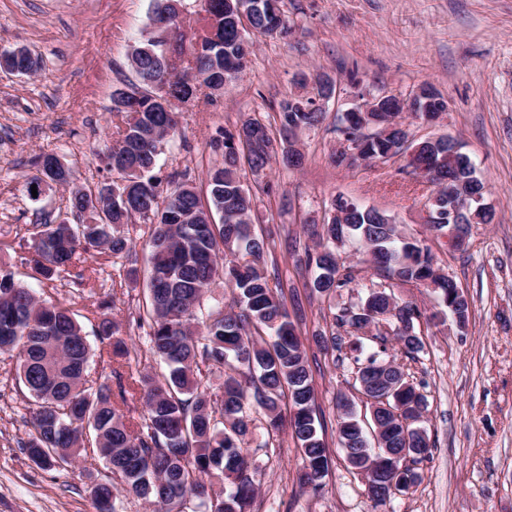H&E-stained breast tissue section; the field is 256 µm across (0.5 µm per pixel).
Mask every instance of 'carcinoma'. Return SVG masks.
<instances>
[{"mask_svg":"<svg viewBox=\"0 0 512 512\" xmlns=\"http://www.w3.org/2000/svg\"><path fill=\"white\" fill-rule=\"evenodd\" d=\"M240 2L213 0L210 14L218 19L216 36L221 47L198 54L191 42L181 46L174 58V65L192 72L201 89H212L215 69L233 59H246L234 22ZM248 21L265 36L288 34L285 20L272 27L265 10L258 7ZM164 52V41L153 34L134 49L132 57L141 64L139 94L149 101L163 95L167 87L180 102L179 87L187 85V78L164 83L160 78V68L168 67ZM279 114L284 132L315 127L324 117L311 97L283 101ZM177 116L176 111L152 109L130 113L105 163L114 174L105 218L99 224H44L31 244L36 272L52 281L75 265L81 254L98 248L115 258L129 257L132 246L125 226L138 220L152 225L148 303L137 321L147 323L149 351L165 363L167 372H147L126 381L116 367L112 376L118 393H112L107 384L96 390L86 387L91 346L77 320L68 310L37 299L15 282L7 266L0 265V351L18 350L19 380L38 404L32 419L35 434L23 447L37 465L50 469L80 451L98 453L123 482L121 487L111 482L95 484L92 495L99 512H116L115 501L124 491L165 512H185L180 505L188 497L195 501L191 512L202 507L248 512L258 488L248 473V449L241 446L248 432L245 407L254 406L266 416L269 429L277 432L284 423L280 401L286 397L292 410L291 436L303 462L301 484L320 487L328 470V448L318 432L305 350L282 296L270 285L265 271L269 238L253 229V198L238 174L240 154L235 143L249 147L247 162L251 169L260 170L278 154L277 141L257 119L225 135L224 162L207 172L204 202L186 182L176 181L173 188L161 190L154 173L163 145L177 131ZM411 148L409 167L430 169L440 164L430 210L436 236L448 235L450 228L467 233L475 218L492 222L493 210L475 213L460 203V194L448 193V186L461 183L464 189L484 195V183L475 176L466 154L459 150L448 159L446 138L435 144L413 142ZM399 151L393 137L371 139L361 158H392ZM47 156L57 158L54 153L41 154L29 183L42 177L63 181V172L45 169ZM337 205L343 220L324 222L315 248H304V265L315 272V292L331 297L355 282L353 267L336 253V242L353 239L377 273L403 284L427 285L458 323L467 322V299L453 279L436 272L428 246L401 236L391 219L374 208L349 206L342 200ZM221 275L234 294V310H216L203 320L196 306ZM382 315L392 327L404 324L397 339L405 354L422 351V340L415 332L421 311L410 302L398 303L386 287L369 289L359 305L333 314L331 331L321 335L320 343L326 349L336 347L339 328L350 337L349 348L360 351L361 333L378 326ZM97 337L109 358L128 355L120 322L103 317ZM376 339L379 350L360 363L361 372L373 373L385 363L395 365L380 358L387 350L385 335L378 333ZM202 364L224 370L221 391L214 392L202 382ZM133 386L147 410L136 432L122 409ZM374 396L387 402L385 408L375 407L371 424L382 429L383 443L372 446L368 426L342 396L337 402L341 410L337 434L351 468L375 484L371 497L383 504L420 479L408 462H416V455H428L431 445L421 425L427 401L412 383L391 379L376 387Z\"/></svg>","mask_w":512,"mask_h":512,"instance_id":"cac0c4a2","label":"carcinoma"}]
</instances>
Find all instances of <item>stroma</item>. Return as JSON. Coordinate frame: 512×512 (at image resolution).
Segmentation results:
<instances>
[{
  "mask_svg": "<svg viewBox=\"0 0 512 512\" xmlns=\"http://www.w3.org/2000/svg\"><path fill=\"white\" fill-rule=\"evenodd\" d=\"M152 8L153 0H0V53L23 47L42 62L33 76L0 71V261L35 295L73 313L92 347L100 345L98 306L110 301L123 322L124 366L159 373L164 366L133 318L145 300L150 225H129V259L94 250L48 282L33 270L35 227L78 219L67 190L50 187L37 198L27 191L45 151L58 154L83 190L111 181L100 156L128 119L114 111L113 97L137 82L130 55ZM281 8L291 35L248 32L244 69L224 93L183 108L156 168L161 180L182 173L205 193L208 170L223 160L212 140L251 118L277 133L280 103L313 95L307 75L336 86L323 123L295 141L302 167L276 159L257 173L245 164L239 170L256 233L275 239L266 271L282 284L304 343L330 458L320 488L300 485L302 459L290 433L268 435L263 415L250 413L245 446L258 486L252 512H512V0H282ZM423 85L440 92L448 110L433 125L410 119L414 139L457 140L495 211L493 223L472 225L459 249L430 231L436 188L412 174L407 155L350 167L333 161L341 144L337 114L361 104L362 93L404 96ZM339 196L378 209L403 236L424 241L437 272L452 277L469 302L461 330L450 318L432 321L438 305L427 288L391 285L398 302L424 314L416 324L423 349L408 368L427 398L433 449L418 465L420 481L383 505L371 500L338 445L337 397L357 392L352 354L324 353L316 338L332 307L359 304L377 276L348 242L339 254L354 265L356 282L328 300L312 293L313 273L300 261ZM131 268L137 280L128 278ZM16 364V352L0 353V512H97L91 488L112 477L103 462L46 469L26 452L36 403Z\"/></svg>",
  "mask_w": 512,
  "mask_h": 512,
  "instance_id": "35a3bbf8",
  "label": "stroma"
}]
</instances>
